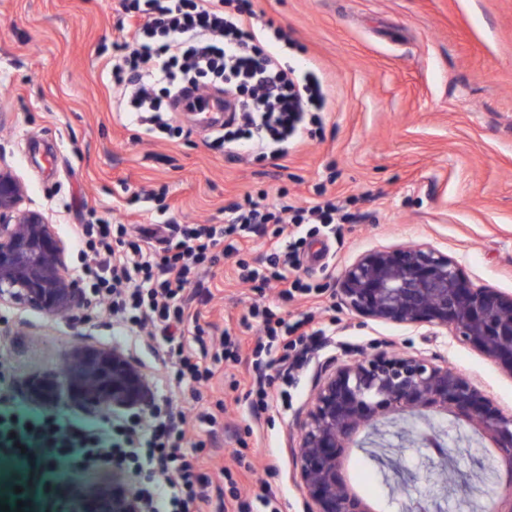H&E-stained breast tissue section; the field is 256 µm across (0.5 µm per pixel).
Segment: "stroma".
I'll list each match as a JSON object with an SVG mask.
<instances>
[{
    "mask_svg": "<svg viewBox=\"0 0 512 512\" xmlns=\"http://www.w3.org/2000/svg\"><path fill=\"white\" fill-rule=\"evenodd\" d=\"M254 22L274 21L294 41L291 63L314 61L328 81L322 129L290 151L283 170L238 163L210 146L194 116L179 138H150L123 125L112 106L105 64L122 33L118 0H0V165L26 187L24 207L43 212L68 246L72 231L94 218L150 226L176 217L220 224L224 208L246 194L286 195L298 207L319 195L344 202L352 222L335 238L315 240L300 268L322 288L316 305L285 303L266 291L265 303L284 315L314 311L334 338L288 386L287 405L262 418L234 403L231 379L243 368L224 367L202 388L196 410L227 403L210 447V467L233 463L235 449L257 464L271 454L280 472L271 491L282 512H304L289 444L328 361L386 349L448 364L503 412L512 414V373L481 353L431 328L380 323L346 309L338 280L360 255L386 247L427 244L453 256L469 279L512 293V0H253ZM165 190V211L128 206L134 191ZM214 300L203 307L217 348L224 328L254 338L241 320L257 296L238 284L232 261L211 281ZM106 312L78 305L72 317L0 306V408L27 418L43 406L25 385L55 369L80 346L120 343L149 376L155 395L174 394L169 360L145 335L117 340ZM452 457L465 481L480 477L482 500L500 487L497 461L468 426L444 420ZM402 426L390 427L384 447L353 449L346 473L375 512H426L441 504L455 512L456 496L427 477L426 449L410 444ZM120 475L139 477L112 462L84 466L47 457L41 448L0 447V503L22 512H59L50 489L70 481L93 484Z\"/></svg>",
    "mask_w": 512,
    "mask_h": 512,
    "instance_id": "1",
    "label": "stroma"
}]
</instances>
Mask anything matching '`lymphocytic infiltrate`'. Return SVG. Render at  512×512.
<instances>
[{
  "mask_svg": "<svg viewBox=\"0 0 512 512\" xmlns=\"http://www.w3.org/2000/svg\"><path fill=\"white\" fill-rule=\"evenodd\" d=\"M128 16L126 36L108 65L113 106L147 135L176 133L170 114L181 95L189 107H202L211 92L226 93L235 103L232 116L212 132L215 144L234 161L284 159L290 143L308 122H321L327 100L322 78L313 71L297 74L282 58L291 41L274 28L272 37L257 31L251 0H121ZM349 218L344 205L325 198L308 208L270 206L265 197L245 196L225 206L220 224H182L165 221L166 235L152 244L146 234L105 219L80 225V277L89 300L117 317L125 326L147 332L166 352L176 382L206 383L225 362L239 361L244 345L236 335L224 334L211 354L198 352L189 336L203 337L199 307L212 298L206 277L221 261L236 257L241 282L261 292L277 284L284 301L313 294V286L299 275V247L306 225L335 232ZM269 236L272 251L265 265L242 259L245 242ZM257 323L260 336L251 352L244 389L251 414L272 406L277 381H292L313 351L325 346L328 327L315 326L313 314L295 321L277 316L272 308L252 304L243 325ZM191 335H184L185 326ZM224 413L223 401L180 426L171 399L154 401L151 437L143 448L130 449L136 426L124 428V444L108 442L95 430L62 428L52 415L26 425L29 437L52 456L76 458L93 466L117 458L132 465L144 481L141 490L151 512H210L205 472L207 442ZM193 438V450L182 445Z\"/></svg>",
  "mask_w": 512,
  "mask_h": 512,
  "instance_id": "f902f5d3",
  "label": "lymphocytic infiltrate"
}]
</instances>
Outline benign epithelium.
<instances>
[{"label": "benign epithelium", "instance_id": "1", "mask_svg": "<svg viewBox=\"0 0 512 512\" xmlns=\"http://www.w3.org/2000/svg\"><path fill=\"white\" fill-rule=\"evenodd\" d=\"M24 195L22 181L1 168L0 304L50 317L68 313L79 302V285L47 217L20 208ZM339 284L348 310L431 327L512 373V294L474 286L447 253L424 244L369 251L342 271ZM148 388L145 373L121 348L84 346L67 356L63 371L33 378L26 392L50 408L65 399L91 413L121 415L141 410ZM437 415L468 425L494 448L504 488L491 512H512V416L448 364L384 350L324 366L290 445L305 512H371L347 479V452L380 446L377 437L390 424ZM61 509L142 512L134 487L117 475L110 483L72 486Z\"/></svg>", "mask_w": 512, "mask_h": 512}]
</instances>
